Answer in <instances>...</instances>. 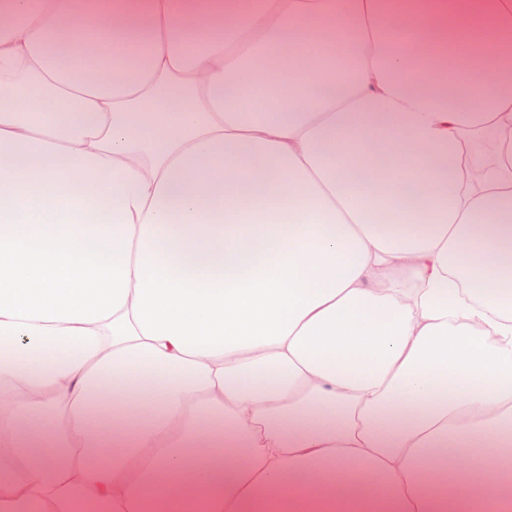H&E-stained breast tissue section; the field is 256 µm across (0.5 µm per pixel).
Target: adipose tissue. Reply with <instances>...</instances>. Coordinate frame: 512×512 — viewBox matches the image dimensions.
I'll return each instance as SVG.
<instances>
[{
	"mask_svg": "<svg viewBox=\"0 0 512 512\" xmlns=\"http://www.w3.org/2000/svg\"><path fill=\"white\" fill-rule=\"evenodd\" d=\"M512 512V0H0V512Z\"/></svg>",
	"mask_w": 512,
	"mask_h": 512,
	"instance_id": "1",
	"label": "adipose tissue"
}]
</instances>
